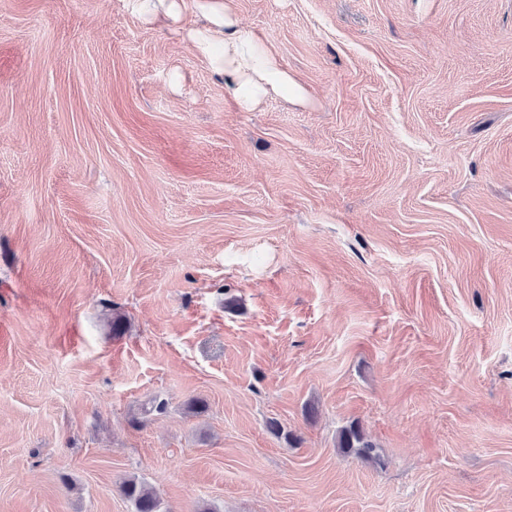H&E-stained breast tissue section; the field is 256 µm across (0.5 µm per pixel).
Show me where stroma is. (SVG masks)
Masks as SVG:
<instances>
[{"mask_svg": "<svg viewBox=\"0 0 512 512\" xmlns=\"http://www.w3.org/2000/svg\"><path fill=\"white\" fill-rule=\"evenodd\" d=\"M234 4L0 0V512H512V0ZM150 26L182 34L196 55L226 79V94L241 112L272 97L305 105L304 85L290 72L264 34L241 26L233 0H127ZM338 448H341L343 452H353L363 457H371L375 451L374 445L365 439L360 426L355 423L341 431ZM120 492L133 506V512H161L160 500L148 484L131 476L120 485Z\"/></svg>", "mask_w": 512, "mask_h": 512, "instance_id": "obj_1", "label": "stroma"}]
</instances>
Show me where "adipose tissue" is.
<instances>
[{"instance_id": "ef3b65f1", "label": "adipose tissue", "mask_w": 512, "mask_h": 512, "mask_svg": "<svg viewBox=\"0 0 512 512\" xmlns=\"http://www.w3.org/2000/svg\"><path fill=\"white\" fill-rule=\"evenodd\" d=\"M145 24L181 34L196 55L226 80V94L242 112L279 97L304 105V85L266 36L241 26L233 0H127Z\"/></svg>"}]
</instances>
